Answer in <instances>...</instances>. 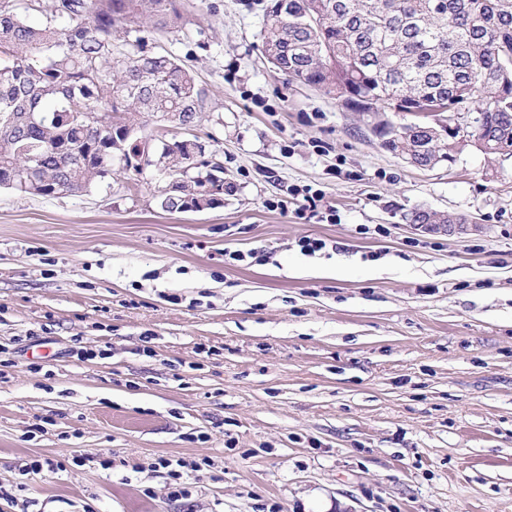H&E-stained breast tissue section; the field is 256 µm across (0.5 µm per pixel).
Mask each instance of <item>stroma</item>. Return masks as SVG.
Segmentation results:
<instances>
[{
    "instance_id": "obj_1",
    "label": "stroma",
    "mask_w": 512,
    "mask_h": 512,
    "mask_svg": "<svg viewBox=\"0 0 512 512\" xmlns=\"http://www.w3.org/2000/svg\"><path fill=\"white\" fill-rule=\"evenodd\" d=\"M182 4L155 44L209 93L223 203L165 211L162 172L118 163L0 188V512H512V158L412 166L267 61L265 0ZM308 188L335 221L298 219ZM161 456L200 463L189 498ZM448 215L447 224H432L442 222L445 219V215L438 212H428L420 214L417 218L422 224H413L418 230H423L429 233H443L448 235H470L478 231V224H470L467 221H460L456 218Z\"/></svg>"
}]
</instances>
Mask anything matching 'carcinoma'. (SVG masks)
<instances>
[{"mask_svg": "<svg viewBox=\"0 0 512 512\" xmlns=\"http://www.w3.org/2000/svg\"><path fill=\"white\" fill-rule=\"evenodd\" d=\"M0 0V186L40 197L86 192L112 163L166 178L160 205L200 212L224 202V165L201 161L197 139L155 154L148 123L190 131L207 108L191 68L149 45L178 27L181 0ZM263 52L290 81L322 90L368 117V132L421 167L453 164L463 149L512 158V0H267ZM448 107L477 112L462 145L429 124L374 123L386 112ZM195 175H189V171Z\"/></svg>", "mask_w": 512, "mask_h": 512, "instance_id": "carcinoma-1", "label": "carcinoma"}]
</instances>
